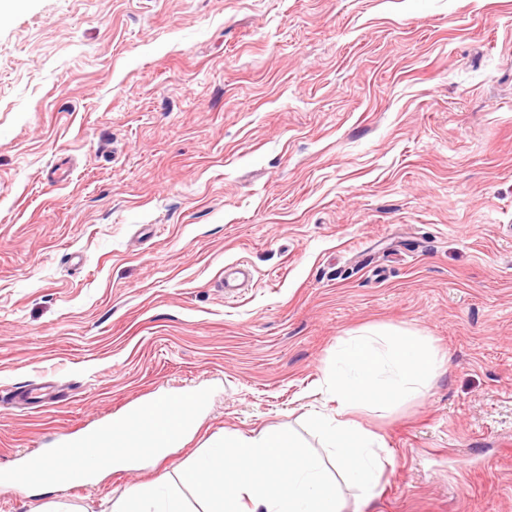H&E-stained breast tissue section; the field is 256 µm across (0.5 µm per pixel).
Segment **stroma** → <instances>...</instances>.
I'll return each instance as SVG.
<instances>
[{
    "label": "stroma",
    "instance_id": "1",
    "mask_svg": "<svg viewBox=\"0 0 512 512\" xmlns=\"http://www.w3.org/2000/svg\"><path fill=\"white\" fill-rule=\"evenodd\" d=\"M365 329L442 366L355 412L393 463L343 512H512V0H0V472L205 396L162 459L0 512H204L179 473L225 435L329 459L305 421ZM133 505L137 507L134 508ZM109 512H186L163 487H135L125 498L112 503Z\"/></svg>",
    "mask_w": 512,
    "mask_h": 512
}]
</instances>
